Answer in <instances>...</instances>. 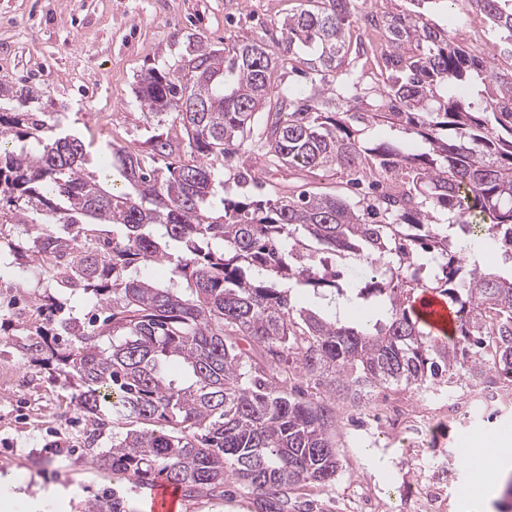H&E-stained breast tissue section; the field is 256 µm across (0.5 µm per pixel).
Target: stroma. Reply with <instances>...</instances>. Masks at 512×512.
Returning <instances> with one entry per match:
<instances>
[{
    "instance_id": "1",
    "label": "stroma",
    "mask_w": 512,
    "mask_h": 512,
    "mask_svg": "<svg viewBox=\"0 0 512 512\" xmlns=\"http://www.w3.org/2000/svg\"><path fill=\"white\" fill-rule=\"evenodd\" d=\"M303 0H0V85H28L39 93L35 108L53 113L61 129L91 138L98 170L107 143L144 149L149 137L178 133L158 122L137 99L135 88L149 68H177L189 57L188 38H204L220 48L259 35L279 36ZM426 9L456 44L480 51L489 69L506 68L499 34L490 29L470 0H431ZM250 166L266 182L308 185L320 192H343L335 169L291 178L269 165L260 152L225 160L235 169ZM41 259L27 258L26 280L0 274V488L8 487L10 512H30L47 488L58 498L42 512H84L88 501L120 492L129 512H144L152 490L98 467L96 456L112 446L104 430L94 446L85 443L84 423L73 406L74 387L43 353L28 345L41 324L38 312L54 300L59 318L85 322L98 313L91 298L69 295L40 280ZM379 407L412 406L431 416L423 441L406 443L375 423L364 410L343 406L332 434L342 468L335 482L319 490L323 512H392L396 494L409 497L418 486L438 489L431 512H498L484 501L487 466L461 461L459 442L481 448L512 436V381H500L486 404L448 406V385L423 391L390 387L374 400Z\"/></svg>"
}]
</instances>
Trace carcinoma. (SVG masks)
<instances>
[{
	"label": "carcinoma",
	"instance_id": "obj_1",
	"mask_svg": "<svg viewBox=\"0 0 512 512\" xmlns=\"http://www.w3.org/2000/svg\"><path fill=\"white\" fill-rule=\"evenodd\" d=\"M473 2L512 45L503 0ZM354 11V0L300 8L276 56L261 41L217 49L199 37L185 66L147 69L136 96L182 139L157 134L134 153L110 144L99 176L86 170L89 145L31 107L32 88L0 87L14 102L0 112V221L31 225L51 286L101 307L88 330L56 321L47 304L41 335L70 338L51 358L75 381L87 443L116 428L98 459L112 473L219 498L229 474L257 512H314L296 491L336 480L337 403L463 372L512 379V279L481 251L451 249L429 213L449 210L473 240L512 253V109L501 106L512 69L486 75L423 13L394 16L378 110L342 111L359 87ZM293 62L318 93L278 81ZM380 118L412 126L428 150L359 139L353 124ZM253 148L287 169L334 165L353 196L224 197V159ZM181 151L188 160L157 166ZM305 239L370 275L345 287L327 261L300 254ZM172 244L182 250L174 263ZM148 263L168 264L165 285L142 279ZM420 288L455 307L453 343L422 327ZM304 289L361 300L370 314L353 325L333 309L298 310L291 292ZM88 512L127 510L114 496Z\"/></svg>",
	"mask_w": 512,
	"mask_h": 512
}]
</instances>
